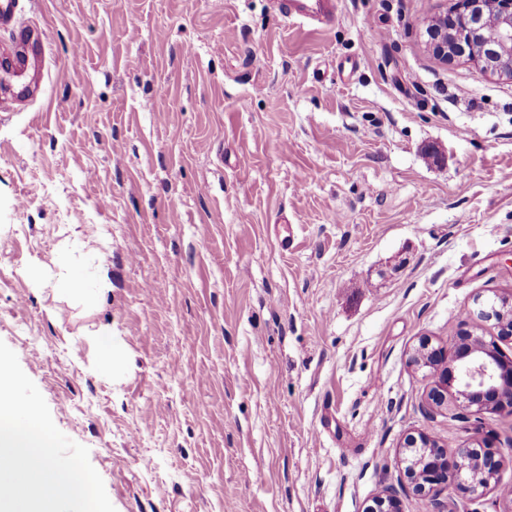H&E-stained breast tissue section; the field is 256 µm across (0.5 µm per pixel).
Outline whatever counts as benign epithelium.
<instances>
[{
    "label": "benign epithelium",
    "mask_w": 512,
    "mask_h": 512,
    "mask_svg": "<svg viewBox=\"0 0 512 512\" xmlns=\"http://www.w3.org/2000/svg\"><path fill=\"white\" fill-rule=\"evenodd\" d=\"M498 14L496 33L482 36L480 18L486 8ZM426 45L432 58L445 64L456 58L472 62L480 75L512 80V0H453L446 12L426 25ZM495 321L498 337L512 338V300L496 297L479 302L467 311V320L448 349L422 337L410 355L418 369H430V387L424 408L434 413L459 405L478 417L484 413L512 411V358L494 339L478 334L479 323ZM404 447L417 449L407 475L412 492L429 501L432 512H448L440 492L456 489L469 495L496 483L502 456L483 441L479 448H460L454 454L431 437L420 434L406 438ZM370 512H400L391 490L375 500Z\"/></svg>",
    "instance_id": "obj_1"
}]
</instances>
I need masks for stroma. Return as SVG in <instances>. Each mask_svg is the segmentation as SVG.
I'll use <instances>...</instances> for the list:
<instances>
[{"mask_svg": "<svg viewBox=\"0 0 512 512\" xmlns=\"http://www.w3.org/2000/svg\"><path fill=\"white\" fill-rule=\"evenodd\" d=\"M449 6L336 0L314 30L270 0H23L46 40L0 83V341L116 512H429L420 432L504 458L448 512H512V414H426L409 363L512 294V82L432 59ZM92 272L94 307L55 293ZM88 341L100 356V371L103 374H109L112 371L114 357L112 336H104L93 332L88 335Z\"/></svg>", "mask_w": 512, "mask_h": 512, "instance_id": "obj_1", "label": "stroma"}]
</instances>
